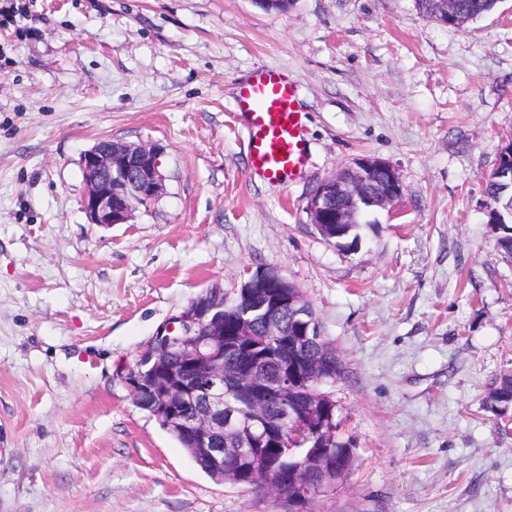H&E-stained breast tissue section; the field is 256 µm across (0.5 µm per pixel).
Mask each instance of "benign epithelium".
I'll list each match as a JSON object with an SVG mask.
<instances>
[{"label":"benign epithelium","mask_w":512,"mask_h":512,"mask_svg":"<svg viewBox=\"0 0 512 512\" xmlns=\"http://www.w3.org/2000/svg\"><path fill=\"white\" fill-rule=\"evenodd\" d=\"M433 19L453 24L456 0H438ZM160 148L152 144H128L103 139L84 152L81 168L85 181L83 210L88 223L102 226L128 224L141 206L154 203L164 193ZM499 178L512 191V142L503 146L497 163ZM403 184L396 169L376 157L354 158L319 182L307 198L306 211L316 230L327 236L329 224H356L374 209H385L403 195ZM346 205L336 208V198ZM248 299L240 312L237 331L254 337L252 323L261 321L263 343L293 349L294 364L283 372L273 389H256L244 379L235 387L237 397L252 405L250 429L239 431L241 439L267 427L260 408L263 394L288 401V392L300 382L299 369L318 372L319 362L302 354L308 344L325 340L321 323L312 307L281 274L271 268L258 269L241 284L239 295L231 298L214 285L193 298L178 315L157 329L141 353L127 380L135 403L153 415L171 421L196 440V447L224 467L219 438L224 436V302L234 304ZM288 311L295 323L294 337L279 320ZM335 471L330 448L318 446L303 457L285 489L279 483L259 482L243 486L253 491L262 487L279 501L284 512H305L303 503H311L335 486Z\"/></svg>","instance_id":"obj_1"}]
</instances>
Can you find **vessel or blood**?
Here are the masks:
<instances>
[{
    "instance_id": "obj_1",
    "label": "vessel or blood",
    "mask_w": 512,
    "mask_h": 512,
    "mask_svg": "<svg viewBox=\"0 0 512 512\" xmlns=\"http://www.w3.org/2000/svg\"><path fill=\"white\" fill-rule=\"evenodd\" d=\"M297 93L287 74L275 68L266 69L239 87L236 106L250 114V167L266 181L299 176L308 162Z\"/></svg>"
}]
</instances>
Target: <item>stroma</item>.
I'll use <instances>...</instances> for the list:
<instances>
[{"label": "stroma", "instance_id": "1", "mask_svg": "<svg viewBox=\"0 0 512 512\" xmlns=\"http://www.w3.org/2000/svg\"><path fill=\"white\" fill-rule=\"evenodd\" d=\"M299 86L309 158L247 164L241 83ZM512 134V0L461 27L413 0H0V512H279L217 482L138 408L129 369L212 285L273 267L313 306L353 465L315 512H512V424L483 408L512 372V257L484 175ZM162 147L165 191L88 223L80 158ZM404 185L358 244L307 197L350 159Z\"/></svg>", "mask_w": 512, "mask_h": 512}]
</instances>
